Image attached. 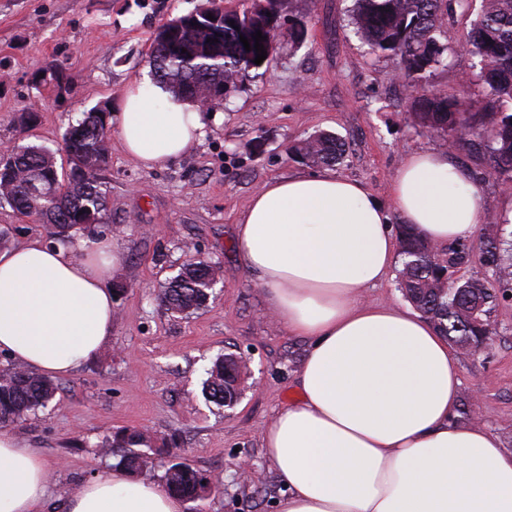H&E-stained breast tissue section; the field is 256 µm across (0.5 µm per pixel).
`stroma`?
I'll return each instance as SVG.
<instances>
[{"label": "stroma", "mask_w": 512, "mask_h": 512, "mask_svg": "<svg viewBox=\"0 0 512 512\" xmlns=\"http://www.w3.org/2000/svg\"><path fill=\"white\" fill-rule=\"evenodd\" d=\"M204 0H0V147L45 145L61 150L63 135L84 111L119 109L125 89L149 77L155 29ZM353 0H281L285 19L268 63L242 72L229 105L207 113L205 134L179 159L146 169L129 158L117 136L107 142L104 173L111 224L96 225L101 242L125 255L109 281L116 288L112 335L98 356L57 377L47 408L9 426L38 449L50 484L43 512H65L67 500L92 479L120 466L122 449L100 454L114 432L136 429L155 438L143 480L164 483L170 459L219 476L221 486L182 504V512H277L287 489L263 446V430L298 394L294 378L306 343L268 314L262 288L243 270L237 224L266 182L312 171L293 148L332 132L347 144L337 174L359 181L382 202L405 156L447 153L465 181L476 184L486 215L512 221V190L492 171L488 154L469 136L414 127L412 100L425 94L470 97L476 122H487L491 98L466 78L479 60L465 49L481 0L455 10L444 27L454 53L447 67L411 89L400 59L375 57L354 35ZM304 28L295 41V28ZM62 87L38 83L52 66ZM9 246L39 238L48 225L0 206ZM191 256L220 264L213 296L189 315L163 307L158 294ZM498 326L488 344L458 351L462 422L480 418L512 449V300L490 314ZM248 358L250 374L233 406L209 403L207 370L220 355ZM249 473L240 476L239 465Z\"/></svg>", "instance_id": "obj_1"}]
</instances>
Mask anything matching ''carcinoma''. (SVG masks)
I'll return each instance as SVG.
<instances>
[{
    "mask_svg": "<svg viewBox=\"0 0 512 512\" xmlns=\"http://www.w3.org/2000/svg\"><path fill=\"white\" fill-rule=\"evenodd\" d=\"M467 5V0H354L349 23L367 46L369 53L401 59L400 77L414 88L428 80L439 67L448 66V46L440 41L444 16ZM280 4L268 6L264 0H251L240 12L226 15L224 53L206 50L210 23L204 7L193 10L198 26L179 36L194 45L189 53H171L163 45L151 49L156 83L177 97L193 88L210 90L221 84L236 85V76L257 67L254 59L255 35L270 57L277 49L274 27L267 13H279ZM247 38L245 50L240 37ZM469 51L480 58L481 68L468 82L481 81L489 88L498 111L487 124L473 121L469 99L448 100L432 97L415 100L411 106L413 123L440 130L453 139L467 133L493 158L494 170L502 184H512V0H483L474 24ZM63 138L68 169L58 172L56 152L45 146L13 148L0 154V203H6L22 216L50 224L58 241L70 239L79 231L92 232L87 220L98 224L111 222L107 208L101 160L106 152L103 117L98 107L84 113L69 127ZM295 153L314 165H335L346 155V143L329 133L308 137L295 147ZM507 220L488 218V234L483 241L493 278L484 281L454 283L451 269L462 264L469 247L464 243L448 246L443 258L411 224L399 225L402 268L398 270V288L411 305L425 316L449 342L457 346H475L486 334L484 324L498 301L512 298V232L503 235ZM212 269L199 258L190 260L170 279L159 294L167 310L188 314L206 305ZM235 369L224 370V357H218L207 371L204 390L208 399L219 405L239 395ZM57 384L49 377L22 366L0 370V429L26 419L55 398ZM144 433L123 431L105 440L102 451L147 445ZM166 487L189 501L201 499L211 491L207 474L188 462L171 465L166 471Z\"/></svg>",
    "mask_w": 512,
    "mask_h": 512,
    "instance_id": "1",
    "label": "carcinoma"
}]
</instances>
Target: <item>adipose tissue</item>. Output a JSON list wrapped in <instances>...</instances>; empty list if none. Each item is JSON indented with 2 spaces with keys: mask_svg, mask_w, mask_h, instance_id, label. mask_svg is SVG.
I'll return each mask as SVG.
<instances>
[{
  "mask_svg": "<svg viewBox=\"0 0 512 512\" xmlns=\"http://www.w3.org/2000/svg\"><path fill=\"white\" fill-rule=\"evenodd\" d=\"M195 103L160 84L128 88L120 144L150 169L199 143ZM406 223L435 244L485 220L478 188L440 152L406 156L392 184ZM236 250L268 313L307 342L299 397L266 424L264 446L288 489L279 512H512V451L456 420L458 358L419 312L364 300L387 278L399 243L387 209L328 169L281 177L253 194ZM118 245L0 251V350L44 374L70 373L112 334ZM47 472L36 449L0 431V512H40ZM158 483L116 470L75 493L66 512H181Z\"/></svg>",
  "mask_w": 512,
  "mask_h": 512,
  "instance_id": "adipose-tissue-1",
  "label": "adipose tissue"
}]
</instances>
